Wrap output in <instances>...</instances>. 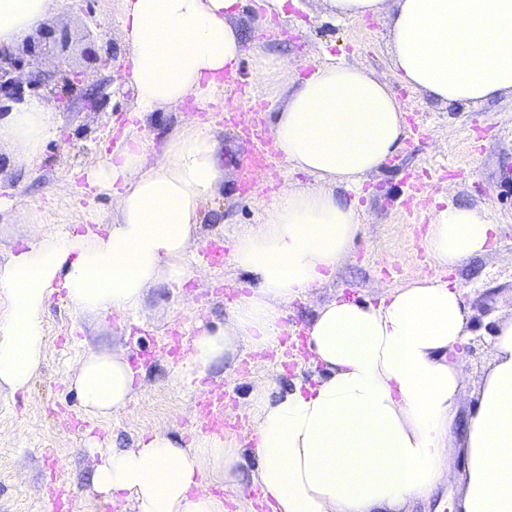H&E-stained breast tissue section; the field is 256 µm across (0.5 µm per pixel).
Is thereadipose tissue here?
<instances>
[{"instance_id": "adipose-tissue-1", "label": "adipose tissue", "mask_w": 512, "mask_h": 512, "mask_svg": "<svg viewBox=\"0 0 512 512\" xmlns=\"http://www.w3.org/2000/svg\"><path fill=\"white\" fill-rule=\"evenodd\" d=\"M136 109L204 103L244 55L242 0H117ZM338 20L382 18L395 74L430 100L481 105L512 95V0H323ZM69 0H0V51H10ZM49 105L30 101L0 118V147L29 164L55 134ZM274 145L311 186L282 185L258 224L233 240L232 261L254 280L224 326H200L175 371L180 383L232 363L239 342L272 351L284 307L319 287L347 256L361 224L363 179L405 137L404 111L385 78L346 63L315 65L295 78L271 126ZM219 143L196 121L170 139L153 165L132 140L117 161L87 172L115 193L104 232L47 228L0 264V390L27 391L47 344L44 312L58 290L80 312L137 316L149 288L193 276L189 246L203 206L224 178ZM497 226L482 210L445 200L423 246L430 276L381 292L378 304L334 300L308 329L325 374L315 386L275 394L256 388L250 406L254 481L278 512H415L449 477V436L463 392L471 316L445 275L487 252ZM494 357L464 424L468 465L461 512H512V320L499 324ZM69 382L84 412L124 410L136 375L122 354L93 353ZM91 483L133 512H225L209 477L242 479V444L203 434L190 443L158 432L133 447L87 437Z\"/></svg>"}]
</instances>
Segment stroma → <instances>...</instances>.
Here are the masks:
<instances>
[{"mask_svg":"<svg viewBox=\"0 0 512 512\" xmlns=\"http://www.w3.org/2000/svg\"><path fill=\"white\" fill-rule=\"evenodd\" d=\"M240 23L248 53L238 68L242 82H249L251 56L258 51L296 63H320L330 56L386 75L407 112L406 136L391 165L368 175L359 190L361 230L347 259L321 287L288 304L286 325L306 330L326 303H374L378 286L394 287L407 277L433 274L423 239L439 193L486 210L497 221L499 234L490 250L449 275L461 288L472 321L458 406L459 415H466L493 357L494 332L512 318V95L487 105L434 103L392 72L383 21L335 20L326 14L322 0H287L272 38L262 35L253 5L243 7ZM43 27L66 32L69 43L26 57V71L76 70L84 72L85 82L68 110L57 112L56 134L39 160L20 163L10 150L0 149V197L16 200L13 210L0 213V263L46 226L111 224L112 198L86 189V170L111 157L116 137L137 136L147 158H154L194 117L207 123L221 144L224 179L204 206L193 253L213 240L231 244L255 222L261 204L273 196L239 189L236 165L250 140L240 128L226 126L224 110L190 99L175 109L138 113L121 21L117 12L103 10L101 0H73L69 13L52 17ZM107 49L112 60L99 65L93 56ZM412 172L426 186L419 208L409 202L406 177ZM20 210L30 214L29 222L17 218ZM192 270L193 277L182 287L162 283L151 288L133 320L112 313L102 321L76 311L64 293L51 296L44 314L45 357L28 392L0 391V512H42L48 498L61 489L74 495L77 512H130L128 504L105 502L94 491L87 435L128 448L151 431L187 443L199 434V389L173 378L180 363L171 349L173 338L178 335L190 343L200 319L212 328L224 325L232 304L249 293L251 282L228 260L216 267L199 260ZM106 350L122 353L138 369L141 386L124 410L96 419L83 412L66 377L80 360ZM321 372L307 353L292 358L242 345L235 363L217 367L208 379L222 385L224 411L233 417L228 432L243 442L256 425L247 408L255 386L284 390L298 382L313 383ZM50 448L60 466L55 475L45 459Z\"/></svg>","mask_w":512,"mask_h":512,"instance_id":"1","label":"stroma"}]
</instances>
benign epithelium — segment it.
<instances>
[{
	"mask_svg": "<svg viewBox=\"0 0 512 512\" xmlns=\"http://www.w3.org/2000/svg\"><path fill=\"white\" fill-rule=\"evenodd\" d=\"M24 67V58L0 55V100L3 98L21 102L25 94H39L59 108H68L69 94L82 84L81 74L59 69L56 72L37 73L27 80L17 76Z\"/></svg>",
	"mask_w": 512,
	"mask_h": 512,
	"instance_id": "7a95c632",
	"label": "benign epithelium"
}]
</instances>
